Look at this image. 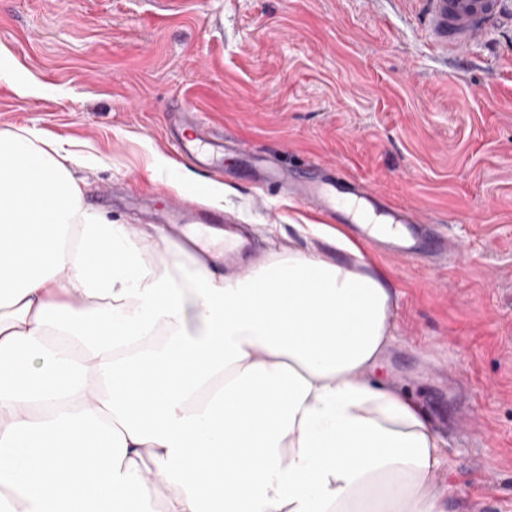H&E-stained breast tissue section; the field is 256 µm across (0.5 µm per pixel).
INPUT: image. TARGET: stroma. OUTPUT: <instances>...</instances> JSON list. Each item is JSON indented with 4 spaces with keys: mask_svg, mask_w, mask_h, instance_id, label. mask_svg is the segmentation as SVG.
Returning a JSON list of instances; mask_svg holds the SVG:
<instances>
[{
    "mask_svg": "<svg viewBox=\"0 0 512 512\" xmlns=\"http://www.w3.org/2000/svg\"><path fill=\"white\" fill-rule=\"evenodd\" d=\"M0 50V130L97 155L72 172L114 220L168 224L217 182L260 252L305 247L296 225L320 223L245 170L182 192L159 177L160 160L187 164L163 132L179 103L254 153L342 169L458 234V263L437 267L360 242L397 292L382 371L444 441L447 512H512V32L460 67L413 0H0ZM32 82L42 94L21 95Z\"/></svg>",
    "mask_w": 512,
    "mask_h": 512,
    "instance_id": "obj_1",
    "label": "stroma"
}]
</instances>
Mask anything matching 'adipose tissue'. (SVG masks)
<instances>
[{
  "label": "adipose tissue",
  "instance_id": "adipose-tissue-1",
  "mask_svg": "<svg viewBox=\"0 0 512 512\" xmlns=\"http://www.w3.org/2000/svg\"><path fill=\"white\" fill-rule=\"evenodd\" d=\"M98 158L0 131V512H445L426 413L378 378L396 295L345 235L224 270L84 202Z\"/></svg>",
  "mask_w": 512,
  "mask_h": 512
}]
</instances>
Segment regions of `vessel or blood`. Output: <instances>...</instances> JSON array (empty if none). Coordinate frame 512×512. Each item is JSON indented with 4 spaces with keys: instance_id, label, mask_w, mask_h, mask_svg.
I'll use <instances>...</instances> for the list:
<instances>
[{
    "instance_id": "vessel-or-blood-1",
    "label": "vessel or blood",
    "mask_w": 512,
    "mask_h": 512,
    "mask_svg": "<svg viewBox=\"0 0 512 512\" xmlns=\"http://www.w3.org/2000/svg\"><path fill=\"white\" fill-rule=\"evenodd\" d=\"M424 28L432 44L440 50L459 54L462 48L483 43L497 28L512 25V0H421ZM182 154L210 170L232 160L252 170L254 184L275 182L288 193L311 205L331 223H352L362 215L369 223L391 217L399 225L398 234L383 245L389 253L419 257H455L463 246L459 237L445 233L431 223L418 208L393 205L380 191L356 179L337 178L335 168L319 166L317 175L306 176L275 159L250 153L245 143L225 137L194 117L182 120V129L173 141ZM224 226V261L232 263L254 251L253 240L241 234L233 221L221 217Z\"/></svg>"
}]
</instances>
